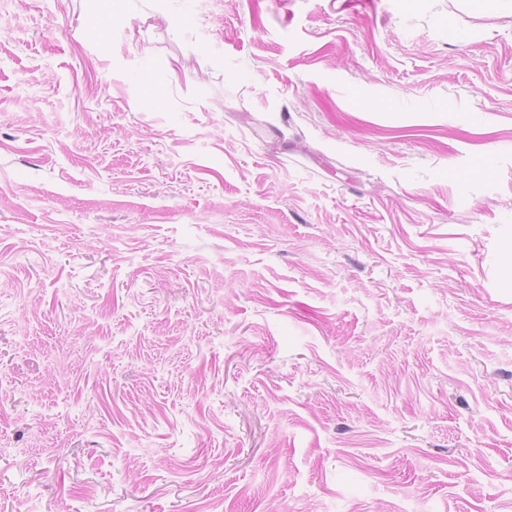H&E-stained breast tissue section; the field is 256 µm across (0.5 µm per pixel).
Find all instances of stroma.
Segmentation results:
<instances>
[{"instance_id":"1","label":"stroma","mask_w":512,"mask_h":512,"mask_svg":"<svg viewBox=\"0 0 512 512\" xmlns=\"http://www.w3.org/2000/svg\"><path fill=\"white\" fill-rule=\"evenodd\" d=\"M0 512H512V0H0Z\"/></svg>"}]
</instances>
